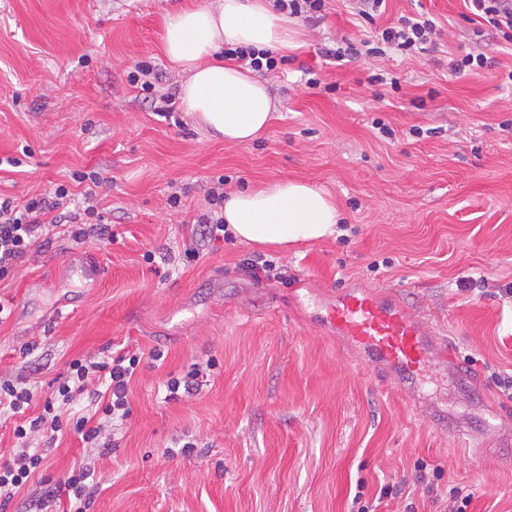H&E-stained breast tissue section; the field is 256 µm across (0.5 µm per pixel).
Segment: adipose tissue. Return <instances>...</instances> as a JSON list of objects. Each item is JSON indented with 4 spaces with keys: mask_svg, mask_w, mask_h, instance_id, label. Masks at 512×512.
Instances as JSON below:
<instances>
[{
    "mask_svg": "<svg viewBox=\"0 0 512 512\" xmlns=\"http://www.w3.org/2000/svg\"><path fill=\"white\" fill-rule=\"evenodd\" d=\"M297 36L269 0H183L165 23L162 48L187 75L179 91L184 112L230 143L261 137L276 110L267 84L251 69L225 62L221 52L232 45L284 55L299 48ZM343 219L326 190L301 181L276 180L224 199L227 231L263 247L323 239Z\"/></svg>",
    "mask_w": 512,
    "mask_h": 512,
    "instance_id": "ef3b65f1",
    "label": "adipose tissue"
}]
</instances>
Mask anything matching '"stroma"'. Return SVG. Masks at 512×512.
I'll use <instances>...</instances> for the list:
<instances>
[{"mask_svg":"<svg viewBox=\"0 0 512 512\" xmlns=\"http://www.w3.org/2000/svg\"><path fill=\"white\" fill-rule=\"evenodd\" d=\"M179 2L0 0V197L63 184L92 193L112 230L33 248L0 281V377L44 393L73 359L143 355L129 416L104 425L111 450L33 435L43 470L4 512H38L45 477L81 466L87 512H444L455 487L473 494L466 512H512V43L464 0H386L372 23L327 0L323 20L296 18L303 45L268 75L269 128L237 145L182 108L159 116L128 80L148 61L158 93L179 91L161 50ZM420 11L441 30L423 52L323 55ZM469 52L487 66L449 69ZM90 170L98 182L73 180ZM278 179L326 189L341 234L285 250L197 236L210 187ZM265 260L260 277L243 269ZM91 262L101 279L78 281ZM351 287L403 298L481 392L442 362L412 393L390 384L323 324L327 295ZM207 361L196 395L166 400L170 377Z\"/></svg>","mask_w":512,"mask_h":512,"instance_id":"35a3bbf8","label":"stroma"}]
</instances>
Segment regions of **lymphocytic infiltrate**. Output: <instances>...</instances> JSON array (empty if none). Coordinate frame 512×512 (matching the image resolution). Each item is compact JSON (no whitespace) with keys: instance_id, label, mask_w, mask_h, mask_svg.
I'll return each mask as SVG.
<instances>
[{"instance_id":"f902f5d3","label":"lymphocytic infiltrate","mask_w":512,"mask_h":512,"mask_svg":"<svg viewBox=\"0 0 512 512\" xmlns=\"http://www.w3.org/2000/svg\"><path fill=\"white\" fill-rule=\"evenodd\" d=\"M436 33V24L428 17H404L399 25L377 31L370 52L383 55L390 51L418 50L430 43ZM68 195L67 187L60 185L54 192L29 199L22 205L0 198V281L13 275L38 240L49 241L63 235L75 243H84L93 232L87 226L91 219L100 224L95 231L99 236L108 235L109 227L103 215L89 198L80 211L60 220L52 219V212L61 207ZM140 360L139 354L128 351L107 355L98 361L72 360L66 378L45 397L41 413L34 417L26 414L34 400L33 391L0 378V409L6 408L19 415L20 420L13 429L18 440H25L36 432L53 439L71 431L79 435L86 447H99L102 421L123 419L130 414L128 385ZM94 380L100 382L101 387L92 392L88 384ZM86 393L91 396V412L73 410L74 401ZM42 464V455L22 450L8 463L0 465V506L8 505ZM90 476V470L84 467L69 471L56 482L50 500H67V512H87Z\"/></svg>"}]
</instances>
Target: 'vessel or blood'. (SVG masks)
Returning a JSON list of instances; mask_svg holds the SVG:
<instances>
[{"mask_svg":"<svg viewBox=\"0 0 512 512\" xmlns=\"http://www.w3.org/2000/svg\"><path fill=\"white\" fill-rule=\"evenodd\" d=\"M328 323L375 366L388 370L403 390L414 389L435 361L456 360L455 347L439 339L423 317L390 293L347 288L333 294Z\"/></svg>","mask_w":512,"mask_h":512,"instance_id":"vessel-or-blood-1","label":"vessel or blood"}]
</instances>
